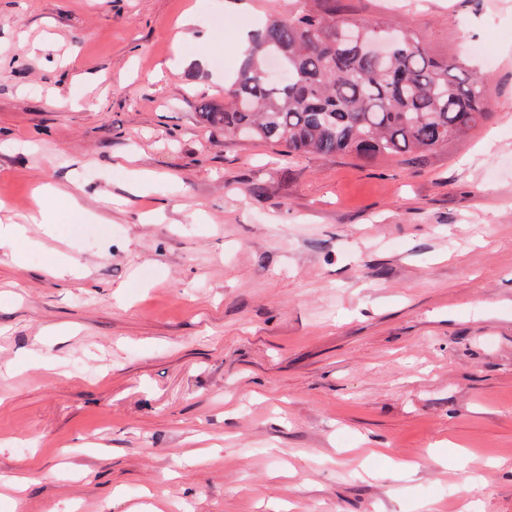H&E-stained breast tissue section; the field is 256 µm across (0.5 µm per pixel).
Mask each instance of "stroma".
Listing matches in <instances>:
<instances>
[{
  "mask_svg": "<svg viewBox=\"0 0 512 512\" xmlns=\"http://www.w3.org/2000/svg\"><path fill=\"white\" fill-rule=\"evenodd\" d=\"M297 6L0 0V512H512V0H336L488 95L370 163L199 121Z\"/></svg>",
  "mask_w": 512,
  "mask_h": 512,
  "instance_id": "stroma-1",
  "label": "stroma"
}]
</instances>
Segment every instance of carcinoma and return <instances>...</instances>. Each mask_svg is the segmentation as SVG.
<instances>
[{
  "label": "carcinoma",
  "instance_id": "1",
  "mask_svg": "<svg viewBox=\"0 0 512 512\" xmlns=\"http://www.w3.org/2000/svg\"><path fill=\"white\" fill-rule=\"evenodd\" d=\"M268 19L251 40L224 100L199 109L226 134L282 146L288 155L379 157L436 152L488 117L486 90L473 73L429 54L409 32L376 18H354L300 0ZM392 34L397 48L380 61L348 43Z\"/></svg>",
  "mask_w": 512,
  "mask_h": 512
}]
</instances>
